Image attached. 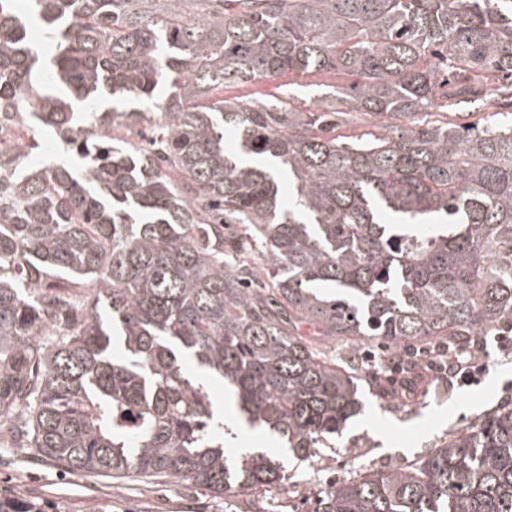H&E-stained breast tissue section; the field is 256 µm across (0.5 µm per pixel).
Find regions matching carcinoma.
<instances>
[{"mask_svg":"<svg viewBox=\"0 0 512 512\" xmlns=\"http://www.w3.org/2000/svg\"><path fill=\"white\" fill-rule=\"evenodd\" d=\"M322 72L353 83L307 112L224 97ZM108 96L132 108L99 110ZM499 99L481 126L430 119ZM349 112L378 132L343 140ZM37 123L78 168L16 162ZM1 124V448L267 512L286 467L225 451L234 427L184 362L303 462L336 447L363 387L394 400L360 341L408 372L415 349L512 324V0H0ZM302 324L351 339L348 359ZM315 512H512V399Z\"/></svg>","mask_w":512,"mask_h":512,"instance_id":"cac0c4a2","label":"carcinoma"}]
</instances>
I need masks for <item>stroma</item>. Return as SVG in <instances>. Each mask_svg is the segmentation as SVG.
Masks as SVG:
<instances>
[{
  "instance_id": "stroma-1",
  "label": "stroma",
  "mask_w": 512,
  "mask_h": 512,
  "mask_svg": "<svg viewBox=\"0 0 512 512\" xmlns=\"http://www.w3.org/2000/svg\"><path fill=\"white\" fill-rule=\"evenodd\" d=\"M332 74L288 75L247 86L225 88L229 98L289 96L303 109L313 108L328 86L342 83ZM485 369L477 383L459 377L430 376L414 397L387 409L367 400L363 414L352 418L335 447L322 449L316 464L287 460L288 481L267 488L275 512H312V500L336 480L373 470L414 464L464 428L512 397V359L494 341L484 346ZM0 499H23L40 512H240L241 500L217 498L209 491L176 479H115L63 472L33 452L0 449Z\"/></svg>"
}]
</instances>
